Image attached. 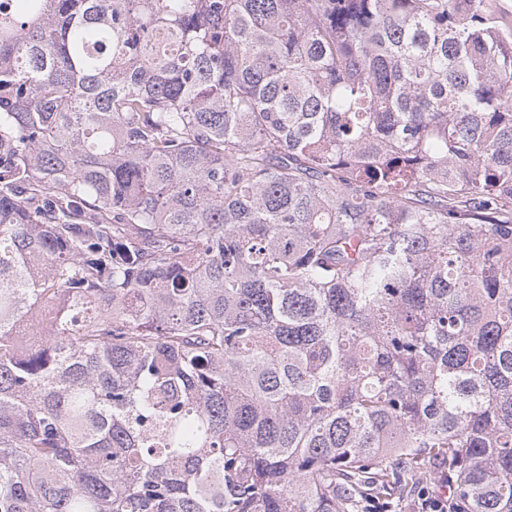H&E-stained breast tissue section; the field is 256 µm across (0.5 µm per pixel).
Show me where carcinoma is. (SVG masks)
<instances>
[{
  "label": "carcinoma",
  "instance_id": "obj_1",
  "mask_svg": "<svg viewBox=\"0 0 512 512\" xmlns=\"http://www.w3.org/2000/svg\"><path fill=\"white\" fill-rule=\"evenodd\" d=\"M432 464L512 512L492 0H0V512H358Z\"/></svg>",
  "mask_w": 512,
  "mask_h": 512
}]
</instances>
